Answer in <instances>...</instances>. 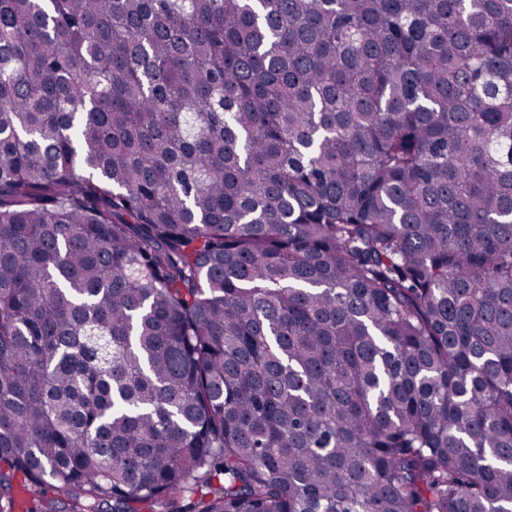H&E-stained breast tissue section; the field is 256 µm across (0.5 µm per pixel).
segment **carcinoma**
I'll return each instance as SVG.
<instances>
[{"label":"carcinoma","mask_w":512,"mask_h":512,"mask_svg":"<svg viewBox=\"0 0 512 512\" xmlns=\"http://www.w3.org/2000/svg\"><path fill=\"white\" fill-rule=\"evenodd\" d=\"M512 512V0H0V512Z\"/></svg>","instance_id":"obj_1"}]
</instances>
